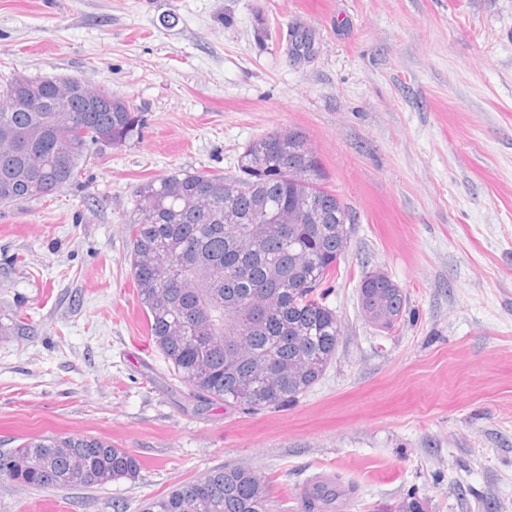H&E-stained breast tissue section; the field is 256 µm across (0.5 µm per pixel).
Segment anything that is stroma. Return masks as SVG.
Segmentation results:
<instances>
[{
  "mask_svg": "<svg viewBox=\"0 0 512 512\" xmlns=\"http://www.w3.org/2000/svg\"><path fill=\"white\" fill-rule=\"evenodd\" d=\"M309 50L295 54L289 34ZM75 76L144 124L44 199L0 205V452L90 435L135 481L31 490L0 512H114L218 466L266 478L273 512H512V0H0V82ZM273 130L312 142L351 210L326 303L336 356L297 405L243 412L190 395L147 337L128 256L134 190L178 171L235 174ZM404 290L391 330L364 273Z\"/></svg>",
  "mask_w": 512,
  "mask_h": 512,
  "instance_id": "35a3bbf8",
  "label": "stroma"
}]
</instances>
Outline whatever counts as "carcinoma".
I'll list each match as a JSON object with an SVG mask.
<instances>
[{"label":"carcinoma","mask_w":512,"mask_h":512,"mask_svg":"<svg viewBox=\"0 0 512 512\" xmlns=\"http://www.w3.org/2000/svg\"><path fill=\"white\" fill-rule=\"evenodd\" d=\"M71 77L17 75L0 86V204L54 195L80 177L102 142L139 133L142 115L112 93V108L83 112L62 95ZM68 111L59 112L60 102ZM236 175L174 172L135 190L129 263L147 333L193 396L229 409L288 408L316 384L336 355L341 322L323 288L345 255L342 226L354 217L325 184L307 138L273 131L238 156ZM246 179L224 211V185ZM306 202L318 212L298 224H262ZM386 329L401 320L398 285L383 292ZM32 327L25 313L0 316V335ZM12 482L66 490L134 481L140 460L88 435L28 438L8 450ZM327 496L302 494L304 512H326ZM139 512H272L265 479L245 467H216L149 499ZM392 512H426L410 494Z\"/></svg>","instance_id":"obj_1"}]
</instances>
